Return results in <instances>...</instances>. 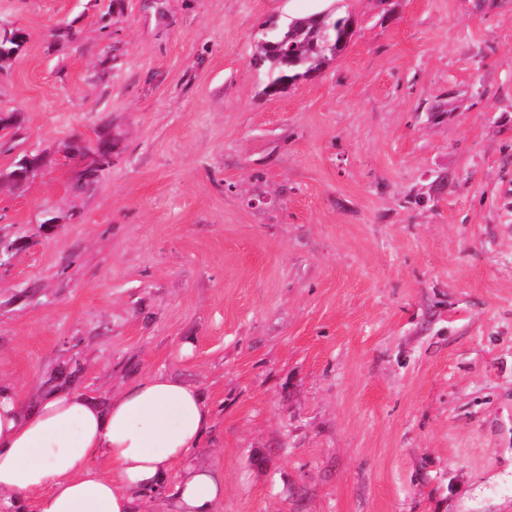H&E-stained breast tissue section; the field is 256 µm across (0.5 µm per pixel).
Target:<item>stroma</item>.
Returning <instances> with one entry per match:
<instances>
[{
  "label": "stroma",
  "instance_id": "35a3bbf8",
  "mask_svg": "<svg viewBox=\"0 0 512 512\" xmlns=\"http://www.w3.org/2000/svg\"><path fill=\"white\" fill-rule=\"evenodd\" d=\"M336 6L271 96L322 0H0V380L196 384L215 512H512V0ZM354 32L351 17L338 15L335 8L296 16L262 32L253 62L267 74L266 87L283 92L319 73L347 47Z\"/></svg>",
  "mask_w": 512,
  "mask_h": 512
}]
</instances>
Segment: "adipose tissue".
<instances>
[{
	"label": "adipose tissue",
	"instance_id": "obj_1",
	"mask_svg": "<svg viewBox=\"0 0 512 512\" xmlns=\"http://www.w3.org/2000/svg\"><path fill=\"white\" fill-rule=\"evenodd\" d=\"M212 422L197 385L162 373L103 406L79 391L54 390L30 412L0 382V512L29 498L35 512H144L153 498L168 512H214L224 477L192 458ZM99 458L111 473L96 467ZM176 465L180 477L166 486Z\"/></svg>",
	"mask_w": 512,
	"mask_h": 512
}]
</instances>
